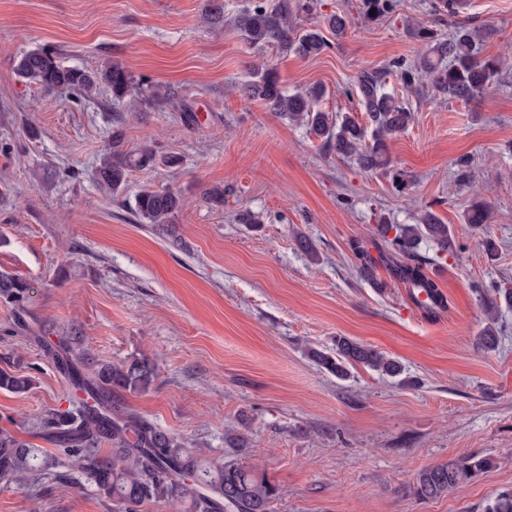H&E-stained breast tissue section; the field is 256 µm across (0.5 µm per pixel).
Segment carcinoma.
<instances>
[{
	"mask_svg": "<svg viewBox=\"0 0 512 512\" xmlns=\"http://www.w3.org/2000/svg\"><path fill=\"white\" fill-rule=\"evenodd\" d=\"M316 7V0H249L247 6L238 10L234 24L250 44H272L283 54L314 57L329 48V43L317 28L298 30L293 18L310 14ZM395 7V0H360L359 9L362 19L374 21ZM412 28L423 47L421 56L411 65L401 60L389 65L403 85L415 88L426 77L434 92L465 102L491 89L501 72L500 61L478 56L468 28H458L448 39L439 38L434 29L419 22ZM15 70L27 83L78 99L91 97L101 84L111 89L114 102L139 92L134 77L118 63L96 71L65 66L57 53L40 46L22 53ZM355 87L368 122L366 126L351 112L330 114L322 110L320 102L326 91L319 85L287 93L268 65L252 67L250 79L241 85L240 91L247 99L264 101L275 114L305 125L324 142L329 153L354 158L366 173L385 172L393 188L402 193L408 190L409 182L401 170L390 168L387 139L408 128L413 112L385 90L382 74L377 71H360ZM151 163L152 152L146 150L133 159L114 141L111 150L100 160V179L114 191L126 183L130 167ZM180 207L181 199L175 191L145 188L135 196L133 211L141 223L161 224L170 231ZM489 219L490 209L481 200L473 202L464 215V223L474 228ZM379 234L377 259L363 242L351 243L360 276L372 282L376 278V266L383 265L393 279L408 288L412 299L425 294L426 300L419 306L428 316H438L446 309L447 298L427 276L425 267L431 260L419 250L424 244L435 247L437 254L448 253L453 243L449 225L428 210L418 224H381ZM0 298L24 310L26 283L0 271ZM500 303L512 307V289H496L487 313L497 312ZM72 340L71 336L58 337V345L51 354L67 374L74 398L68 409H50L43 415L41 432L68 458L70 470L87 476L100 493L112 500V512H138L146 503L182 498L189 500L191 512H268L277 488L260 477L253 467L245 465L239 456L229 455L221 463L208 464L197 453L186 449L178 436L114 405V390L145 392L149 389L155 379L150 358L142 355L121 364H103L89 375L85 373L87 358L76 354ZM497 346L496 328L489 324L479 336L477 347L488 353ZM309 353L319 365L340 378L348 376V364H362L390 377L403 373L397 360L344 337L336 339L333 355L314 348ZM31 384L27 376L0 370V390L22 394ZM108 445L112 446L110 456L103 452V447ZM60 464L57 454L36 448L8 430H0V477L36 480L55 471ZM492 466L490 459L474 454L427 466L417 473L412 493L423 501L448 496ZM487 512H512V488L498 492Z\"/></svg>",
	"mask_w": 512,
	"mask_h": 512,
	"instance_id": "obj_1",
	"label": "carcinoma"
}]
</instances>
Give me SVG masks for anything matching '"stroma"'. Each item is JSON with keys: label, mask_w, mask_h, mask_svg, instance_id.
Wrapping results in <instances>:
<instances>
[{"label": "stroma", "mask_w": 512, "mask_h": 512, "mask_svg": "<svg viewBox=\"0 0 512 512\" xmlns=\"http://www.w3.org/2000/svg\"><path fill=\"white\" fill-rule=\"evenodd\" d=\"M207 2L0 0V270L28 284L33 325L21 331L0 299V368L32 380L22 394L0 390V429L46 447L39 419L67 409L73 390L40 339L69 334L94 367L151 358L152 387L113 401L208 462L240 448L280 492L271 512H486L512 487V308L492 322L481 299L512 288V0H467L452 16L435 0H399L370 23L360 0H318L298 27L336 13L350 25L340 37L325 31L329 49L308 59L210 25ZM416 21L444 37L473 29L481 56L503 60L490 91L462 102L405 88L389 64L416 60ZM38 45L67 66L121 64L143 92L117 105L103 85L84 100L21 81L15 61ZM262 62L287 92L323 85L333 113L355 110L343 89L360 70L383 72L414 114L388 142L407 191L245 99L237 87ZM116 131L125 152L148 147L156 158L113 192L96 168ZM145 187L180 194L175 236L136 221ZM216 188L219 207L204 199ZM477 198L491 213L478 230L463 221ZM428 210L456 244L427 268L448 301L436 317L385 268L361 279L350 249L376 247L378 224H413ZM301 235L318 261L297 246ZM491 322L498 348L477 351ZM339 336L399 361L402 378L361 365L336 378L308 351ZM467 453L496 465L456 494L414 497L419 470ZM0 512H112V501L76 473L5 477Z\"/></svg>", "instance_id": "obj_1"}]
</instances>
